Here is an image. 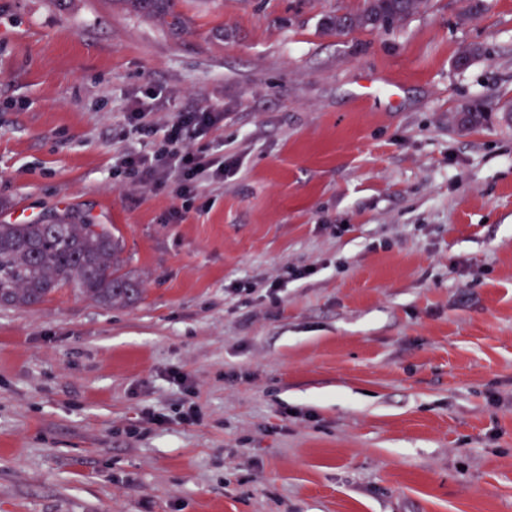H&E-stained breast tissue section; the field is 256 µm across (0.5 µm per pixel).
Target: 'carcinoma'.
I'll list each match as a JSON object with an SVG mask.
<instances>
[{
  "label": "carcinoma",
  "instance_id": "cac0c4a2",
  "mask_svg": "<svg viewBox=\"0 0 512 512\" xmlns=\"http://www.w3.org/2000/svg\"><path fill=\"white\" fill-rule=\"evenodd\" d=\"M146 14L173 18L175 0H125ZM426 0H369L357 15H338L328 25L338 34L386 28L423 9ZM488 113L478 102L462 113L461 125L474 128ZM73 285L104 306L127 305L140 294L138 284L121 273L117 237L105 224H91L66 212L52 224L0 223V307L33 308L57 289Z\"/></svg>",
  "mask_w": 512,
  "mask_h": 512
}]
</instances>
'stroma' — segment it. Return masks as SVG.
<instances>
[{"label":"stroma","mask_w":512,"mask_h":512,"mask_svg":"<svg viewBox=\"0 0 512 512\" xmlns=\"http://www.w3.org/2000/svg\"><path fill=\"white\" fill-rule=\"evenodd\" d=\"M484 4L0 0V222L110 225L143 290L0 308V512H512V115L455 114L512 102ZM148 90L223 113V183L113 175ZM130 4L134 9L146 14H167L172 18H176L177 14L172 12L171 9L175 0H123ZM368 7L357 15H336L328 25L344 34L367 28H386L423 9L426 0H369Z\"/></svg>","instance_id":"35a3bbf8"}]
</instances>
